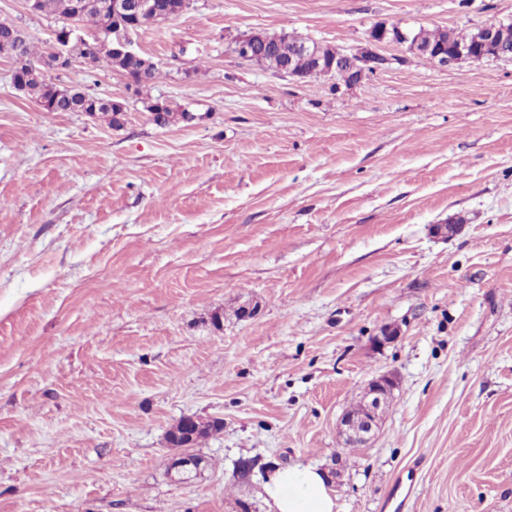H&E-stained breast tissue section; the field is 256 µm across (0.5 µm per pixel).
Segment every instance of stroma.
Returning a JSON list of instances; mask_svg holds the SVG:
<instances>
[{
    "label": "stroma",
    "mask_w": 512,
    "mask_h": 512,
    "mask_svg": "<svg viewBox=\"0 0 512 512\" xmlns=\"http://www.w3.org/2000/svg\"><path fill=\"white\" fill-rule=\"evenodd\" d=\"M0 20L59 26L24 0ZM381 22L465 33L512 0H194L134 35L153 82L52 74L123 102L117 128L45 111L0 57V512H268L290 465L333 472L338 512H390L400 478L403 512H512V60L391 45L338 88L229 51H353ZM150 98L193 118L156 125ZM381 375L390 406L345 450ZM184 417L224 423L188 479Z\"/></svg>",
    "instance_id": "1"
}]
</instances>
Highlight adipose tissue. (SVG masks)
Listing matches in <instances>:
<instances>
[{"label":"adipose tissue","instance_id":"obj_1","mask_svg":"<svg viewBox=\"0 0 512 512\" xmlns=\"http://www.w3.org/2000/svg\"><path fill=\"white\" fill-rule=\"evenodd\" d=\"M270 512H336L323 473L312 466L276 469L263 485Z\"/></svg>","mask_w":512,"mask_h":512}]
</instances>
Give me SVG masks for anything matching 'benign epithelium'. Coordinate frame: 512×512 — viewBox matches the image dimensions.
<instances>
[{
    "instance_id": "7a95c632",
    "label": "benign epithelium",
    "mask_w": 512,
    "mask_h": 512,
    "mask_svg": "<svg viewBox=\"0 0 512 512\" xmlns=\"http://www.w3.org/2000/svg\"><path fill=\"white\" fill-rule=\"evenodd\" d=\"M96 7L103 12L112 13V18H121L131 15L134 22H117L110 30L99 33L101 37L112 38V52L120 56L139 57L133 49V35L140 29L156 23L159 6L154 0H77L76 9ZM512 27L503 23H493L480 28V36L471 44L459 46L450 51L442 48L435 49L425 45L415 34V29L403 27L399 24L387 25L385 23L374 26L368 36V46L355 52L337 51L336 67L344 64L351 67L350 81L338 77L337 83L355 85L367 75L385 68L389 59L374 50V47L388 42L408 46V50L420 57H426L440 66H451L462 61H480L486 58H497L508 52L509 36ZM85 41L84 35L79 33L77 25L73 24L62 38H57L50 49V58L44 65V74L60 73L68 70L74 61V46ZM298 52L307 55L313 60V69L305 77L318 76L325 72L312 43L306 41L297 46ZM394 379L389 375H381L372 380L367 388L363 400L362 413L344 417V425L349 434V441L367 442L377 425L379 417L384 410L390 394Z\"/></svg>"
}]
</instances>
